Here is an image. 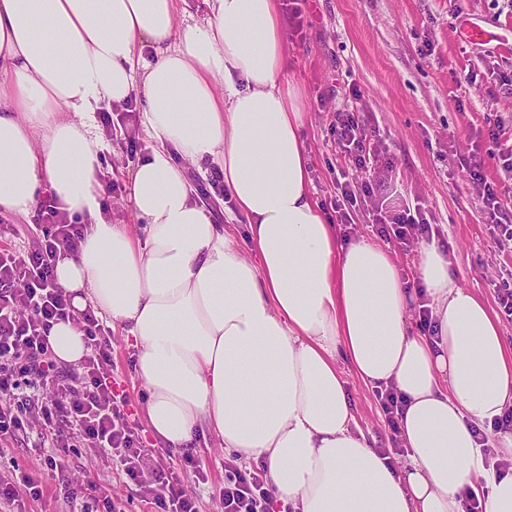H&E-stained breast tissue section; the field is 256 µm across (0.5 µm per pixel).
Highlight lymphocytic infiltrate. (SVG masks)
I'll use <instances>...</instances> for the list:
<instances>
[{"label":"lymphocytic infiltrate","mask_w":512,"mask_h":512,"mask_svg":"<svg viewBox=\"0 0 512 512\" xmlns=\"http://www.w3.org/2000/svg\"><path fill=\"white\" fill-rule=\"evenodd\" d=\"M367 131L366 122L354 114L339 115L338 145L344 157L361 168L378 157ZM37 220L43 240L34 251L23 256L0 249V445L18 441L31 424H38L35 449L42 470L62 483L72 512H123L105 486L91 480L67 482L63 456L82 448L118 457V474L134 482L145 512H200L195 487L206 482V468L189 453L179 460L177 470L154 467L113 387L108 328L94 315H85L83 329L91 353L81 376L54 360L44 329L68 315L54 259L58 252L76 248L80 228L49 195L39 202ZM376 231L406 249L434 234L425 213L411 206L381 214ZM219 497L223 512H285L274 505L265 470L244 468L233 456L224 460Z\"/></svg>","instance_id":"lymphocytic-infiltrate-1"}]
</instances>
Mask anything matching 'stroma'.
Here are the masks:
<instances>
[{"mask_svg": "<svg viewBox=\"0 0 512 512\" xmlns=\"http://www.w3.org/2000/svg\"><path fill=\"white\" fill-rule=\"evenodd\" d=\"M302 18L283 11L288 44V78L301 88L306 112L302 137L310 158L311 189L328 220H335L336 177L346 172L363 180L391 183L409 204L421 205L441 241L453 254L458 285L487 303L512 350V316L501 311L496 284L512 282V247L500 248L484 211L481 188L464 159L485 154L487 133L497 130L503 146H512V86L501 72L512 70V51L469 41L459 33L462 19L490 31L512 26V0H303ZM359 97H352L350 87ZM368 118L382 168L360 170L341 153L336 140L338 113ZM102 180L115 184L105 206L113 223L142 232L143 224L128 197L131 170L154 146L142 123V105L113 111L105 128ZM215 164L192 169L195 200L215 221L236 223L234 209L209 190ZM114 377L128 400L131 423L146 447L155 441L141 412L148 393L134 368L131 342L124 329L110 332ZM347 388L358 427L378 448H400L372 388L347 375ZM207 465L208 481L197 492L202 512H216L224 485L225 449L213 439L197 447ZM69 480H94L110 488L127 512H141L139 499L116 473L115 461L89 450L64 458ZM41 474L38 457L18 441L0 447V475L13 469ZM43 478L44 499L27 503V512H70L51 477Z\"/></svg>", "mask_w": 512, "mask_h": 512, "instance_id": "obj_1", "label": "stroma"}]
</instances>
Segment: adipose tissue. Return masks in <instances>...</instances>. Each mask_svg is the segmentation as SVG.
I'll return each instance as SVG.
<instances>
[{"instance_id":"adipose-tissue-1","label":"adipose tissue","mask_w":512,"mask_h":512,"mask_svg":"<svg viewBox=\"0 0 512 512\" xmlns=\"http://www.w3.org/2000/svg\"><path fill=\"white\" fill-rule=\"evenodd\" d=\"M205 3L179 28L178 0H0V213L48 193L84 226L55 263L69 315L46 330L54 357L89 355L87 312L126 328L155 439L181 453L213 437L264 465L290 512H466L478 488L484 512H512V432L492 455L480 443L512 409L499 324L440 244L421 245L416 290L387 248L340 240L310 189L281 0ZM133 98L156 142L129 176L140 236L103 212L95 131ZM205 161L250 252L193 197L186 171ZM349 373L398 396L404 463L358 431Z\"/></svg>"}]
</instances>
